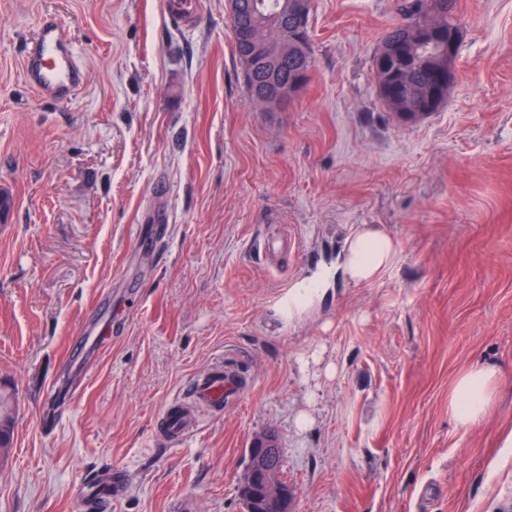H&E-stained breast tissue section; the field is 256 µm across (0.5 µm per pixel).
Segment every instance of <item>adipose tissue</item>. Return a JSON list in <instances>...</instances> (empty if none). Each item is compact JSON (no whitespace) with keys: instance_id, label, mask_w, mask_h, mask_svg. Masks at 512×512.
Wrapping results in <instances>:
<instances>
[{"instance_id":"ef3b65f1","label":"adipose tissue","mask_w":512,"mask_h":512,"mask_svg":"<svg viewBox=\"0 0 512 512\" xmlns=\"http://www.w3.org/2000/svg\"><path fill=\"white\" fill-rule=\"evenodd\" d=\"M395 256V242L387 231L375 225L363 226L346 241L344 277L356 284L372 283L393 264ZM496 384V370L487 367L470 369L456 379L448 407L460 425L472 426L485 417Z\"/></svg>"}]
</instances>
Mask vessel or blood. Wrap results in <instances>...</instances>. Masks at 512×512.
Here are the masks:
<instances>
[{"mask_svg":"<svg viewBox=\"0 0 512 512\" xmlns=\"http://www.w3.org/2000/svg\"><path fill=\"white\" fill-rule=\"evenodd\" d=\"M24 74L29 86L39 95L59 100L69 98L81 84V72L72 47L55 20L42 23L36 44L25 59ZM248 387V382L231 367L219 364L206 376L195 380L194 405L203 409L219 408L225 398L241 394ZM189 429V416L183 409L171 406L164 410L161 430L168 445L182 443Z\"/></svg>","mask_w":512,"mask_h":512,"instance_id":"1","label":"vessel or blood"}]
</instances>
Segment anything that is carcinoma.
<instances>
[{
  "instance_id": "carcinoma-1",
  "label": "carcinoma",
  "mask_w": 512,
  "mask_h": 512,
  "mask_svg": "<svg viewBox=\"0 0 512 512\" xmlns=\"http://www.w3.org/2000/svg\"><path fill=\"white\" fill-rule=\"evenodd\" d=\"M239 15L230 18L237 56H243L248 45L243 38L242 27H260L266 36L279 42L281 48L279 76L286 81L293 76L300 57L311 58L312 50L301 49L291 40V29L298 26L301 20L288 8L290 0H239ZM457 0H436L429 19L440 27L448 28V12L456 10ZM420 0H402L399 11L401 21L387 32L384 40L398 45L407 57L420 62L432 60L440 52L441 47L432 43H419L413 33L422 11ZM15 411L14 393L5 386L0 387V455H5L11 448L13 420ZM281 502L273 504L265 496V484L262 477H255L251 483L239 493L243 512H289L293 499V489L281 480Z\"/></svg>"
}]
</instances>
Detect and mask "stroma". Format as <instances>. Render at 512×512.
<instances>
[{"mask_svg": "<svg viewBox=\"0 0 512 512\" xmlns=\"http://www.w3.org/2000/svg\"><path fill=\"white\" fill-rule=\"evenodd\" d=\"M398 2L313 0L310 81L265 112L225 0L183 25L166 0H0V512H243L267 430L290 512H512V0H458L457 80L408 125L372 68ZM47 17L84 75L65 102L24 78ZM364 224L396 258L356 285ZM303 282L328 294L285 321ZM222 360L249 390L169 447L161 413ZM484 365L465 428L448 398ZM108 470L101 504L83 480ZM344 254L345 279L355 284H369L393 264L396 247L387 231L375 225H365L347 239ZM496 384V370L487 367L472 368L456 379L448 407L460 425L472 426L485 417ZM15 396L9 388L0 387V455H6L11 448Z\"/></svg>", "mask_w": 512, "mask_h": 512, "instance_id": "obj_1", "label": "stroma"}]
</instances>
